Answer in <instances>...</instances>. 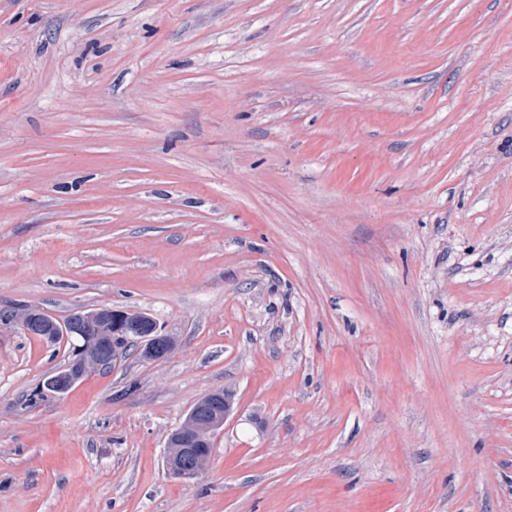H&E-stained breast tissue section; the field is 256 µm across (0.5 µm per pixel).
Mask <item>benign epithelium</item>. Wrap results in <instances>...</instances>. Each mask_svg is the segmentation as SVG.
Returning <instances> with one entry per match:
<instances>
[{"mask_svg": "<svg viewBox=\"0 0 512 512\" xmlns=\"http://www.w3.org/2000/svg\"><path fill=\"white\" fill-rule=\"evenodd\" d=\"M39 317L48 324V332L53 335L84 341V344L79 347L81 352L79 359L81 371L77 372L69 367L54 377L55 383L71 386L76 383L82 373L99 367L96 343L85 339L82 327L76 323L60 326L53 321L52 315L49 313L41 309L30 310L21 320V326L25 334L35 335L33 324L37 322ZM95 317L105 328L112 326L114 323L117 324L121 320L124 321V332H119L117 328L112 331V343L115 344L122 338L130 336L143 344L144 359L147 361L153 360L155 350L152 342L156 337L160 336V333L157 324L152 319L136 312L107 308L96 312ZM205 404L206 401L203 400L199 403L198 407L189 411L182 423V427L168 435L166 440V466L174 476L183 480H194L202 473L210 459V455L205 453L203 443L223 431L224 422L228 419V415L215 411L208 420H200L199 411ZM187 455L196 457L199 463L198 469L189 471L183 467V459Z\"/></svg>", "mask_w": 512, "mask_h": 512, "instance_id": "benign-epithelium-1", "label": "benign epithelium"}]
</instances>
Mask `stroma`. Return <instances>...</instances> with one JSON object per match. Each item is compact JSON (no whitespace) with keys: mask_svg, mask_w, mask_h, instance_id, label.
I'll list each match as a JSON object with an SVG mask.
<instances>
[{"mask_svg":"<svg viewBox=\"0 0 512 512\" xmlns=\"http://www.w3.org/2000/svg\"><path fill=\"white\" fill-rule=\"evenodd\" d=\"M0 512H512V0H0ZM235 409L192 482L165 442ZM38 316H40L43 321L49 325L47 333H53L54 336H63L66 340L68 338L84 340V344L81 345L78 349V351L81 352L79 359V364L82 367L81 371L76 372L70 366H68L67 369L63 371H55V373L59 371L61 372L53 378L54 382L61 385L63 384L64 386L73 385L84 372L100 367L96 343L86 339L81 326L76 323H70L73 321V319L83 323L86 328L85 333L87 336L93 340L98 341L100 346V364L102 367L97 370L100 371H105L112 367V362L117 358V353H112V347L113 345H116V343L119 342L122 338H126L127 336L137 339L143 344L142 348L144 359L147 361H157L164 357L163 356L162 358L157 359L153 358L155 350L153 348L152 342L156 337L163 336L174 343V338L172 336H166L159 333L157 324L152 319L146 318L136 312L112 310L107 308L96 312L95 317H97V320L102 324L104 328H112V318L115 324H118L119 321L123 319L124 332H120L117 327H114L112 336H101V334H99L98 328L94 323L88 320H83L80 316L75 314H70L66 319H64L63 323H70L69 325H57L53 321V316L41 309L30 310L24 315L23 319L21 320V326L25 334L32 336L37 335L33 331V324L37 322L42 325V323L37 319ZM118 332H120V334H118Z\"/></svg>","mask_w":512,"mask_h":512,"instance_id":"1","label":"stroma"}]
</instances>
